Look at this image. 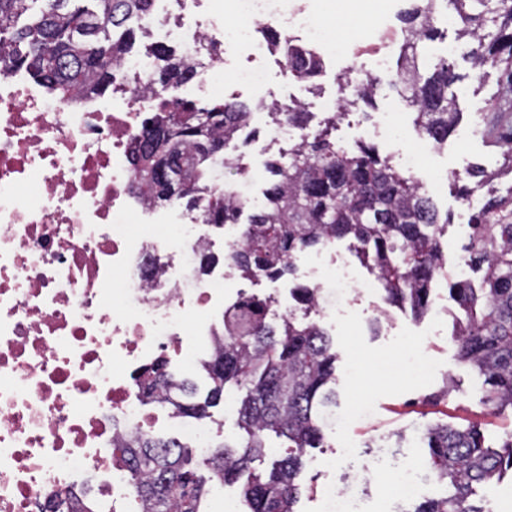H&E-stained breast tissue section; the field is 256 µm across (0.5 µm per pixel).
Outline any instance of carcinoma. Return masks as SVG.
Segmentation results:
<instances>
[{"instance_id": "1", "label": "carcinoma", "mask_w": 512, "mask_h": 512, "mask_svg": "<svg viewBox=\"0 0 512 512\" xmlns=\"http://www.w3.org/2000/svg\"><path fill=\"white\" fill-rule=\"evenodd\" d=\"M151 0H0V76L24 70L62 96L74 92L104 98L117 75L115 67L143 36ZM455 17L457 38L472 45L467 53L480 79L488 68L500 71L492 111L512 118V0H411L389 86L414 113L416 129L437 142L448 139L459 117L453 64L443 59L430 68L423 44L439 33L438 15ZM151 77L157 103L136 151L134 180L154 205L187 200L203 223L239 224L241 245L224 254L249 279L273 280L294 272L298 253L336 239L351 238L362 263L378 273L385 301L415 319L432 306V283L444 273L440 238L446 225L417 178L395 170L375 147L358 141L338 149L327 130L310 131L311 113L293 101L271 107L301 132L288 163H265L267 187L254 208L228 180L216 183L215 166L229 177L242 175L239 157L225 153L247 126L251 107L243 102L209 108L192 102L170 106L169 93L189 81L193 69L164 45L152 50ZM288 71L310 80L322 69L313 54L289 49ZM371 85L342 98V110L373 104ZM470 184L458 187L461 199L480 194L470 215L467 262L482 273L480 287L470 277L449 284L464 312L456 327L458 357L482 379L481 391L492 411L512 409V140L493 171L467 172ZM265 301L251 297L247 308L224 318V338L205 362L211 381L204 398L194 382L157 362L138 379L148 398L174 387L169 405L181 416L202 419L230 387L246 389L236 426L239 444L204 458L201 466L220 482L235 485L249 512H298V482L305 449L322 441L325 408L336 397V353L329 335L292 314L274 326L262 315ZM288 440V452L262 471L269 434ZM424 465L446 494L418 504L413 512H485L477 488L512 470V435L496 449L475 429L429 426L423 431ZM112 458L137 481L144 512H206L204 478L191 454L175 440L152 434L124 440ZM50 512H95L87 502L74 510L70 489L48 494Z\"/></svg>"}]
</instances>
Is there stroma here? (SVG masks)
Segmentation results:
<instances>
[{"label":"stroma","instance_id":"stroma-1","mask_svg":"<svg viewBox=\"0 0 512 512\" xmlns=\"http://www.w3.org/2000/svg\"><path fill=\"white\" fill-rule=\"evenodd\" d=\"M456 70L462 76L455 91L460 110L459 122L446 141L434 144L425 160L424 171L418 179L435 175L439 183L432 192L433 202L440 215L449 220L442 237L446 259L445 274L432 284L434 306L420 320H412L397 308L386 305L383 297L374 302L358 300L345 305L335 319L324 320L323 327L330 334L336 351V407L345 409L353 401L366 402L370 407L367 419L356 422L351 433L326 430L323 447L308 449L303 458L300 482L303 496L300 512H315V496L321 486L342 477L345 472L339 451L346 439H353L352 458L355 464H368L379 443H388L393 455L389 467L412 468L421 462L426 450L420 441L422 430L429 425L445 424L453 428L480 429L488 444L499 446L512 434V410L493 412L481 400V381L458 359L454 326L463 313L449 296V276L457 272L456 258L468 241L469 217L461 208L454 179L464 176L474 166L497 168L501 149L496 142L498 130L492 129L489 99L497 88L500 73L488 70L483 80H476L469 61L455 56ZM261 65L268 73L269 99L283 103L297 100L312 112L314 121L324 118L318 101L321 97L337 94L343 75L336 65H328L325 75L310 84L292 77L278 57L270 56ZM395 113L394 123H387V113ZM414 113L398 92L384 88L374 106L350 108L338 120L332 133L337 147L349 148L358 140L375 144L382 155L388 156L394 167H401L400 143L414 130ZM272 119L268 113L256 115L250 125L255 139L241 149V164L247 173L240 182L244 192L252 197L261 195L267 185L264 162L269 158L287 159L289 144L269 137ZM348 264L349 276L354 280L372 279V272L357 259L349 241L338 240L329 246L325 256L307 250L297 260V273L278 281L250 280L239 271H232L224 282V297L232 299L238 290H246L259 297L288 296L296 285L309 283L307 268L317 265L324 282L336 276L335 260ZM297 310L296 301L287 303ZM380 317L378 328H371L372 317ZM427 352L434 368L432 377L420 385H405L396 381L404 351ZM454 383L448 396H441L447 383Z\"/></svg>","mask_w":512,"mask_h":512}]
</instances>
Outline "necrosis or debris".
I'll return each mask as SVG.
<instances>
[{"label":"necrosis or debris","mask_w":512,"mask_h":512,"mask_svg":"<svg viewBox=\"0 0 512 512\" xmlns=\"http://www.w3.org/2000/svg\"><path fill=\"white\" fill-rule=\"evenodd\" d=\"M378 25L352 43L337 41L321 14L294 0H224L240 22L227 40L223 17H171L159 8L153 35L177 40L196 74L179 97L198 101L221 79L207 62L208 43L253 59L271 52L264 28L321 58L343 62L356 83L392 65L404 37L389 22L392 0H350ZM371 54L358 72L357 58ZM123 84L111 99L59 98L17 71L0 78V512H45L47 493L87 482L85 492L112 512H142L127 473L112 460L121 436L151 429L136 385L142 370L171 351L196 357L212 350L221 326L204 322L224 296V273L196 271L216 245L209 225L178 212L159 214L132 189L131 150L150 118V62L126 55ZM319 291L327 318L337 304L372 296L379 280ZM319 512H369L364 470L320 491Z\"/></svg>","instance_id":"1"}]
</instances>
